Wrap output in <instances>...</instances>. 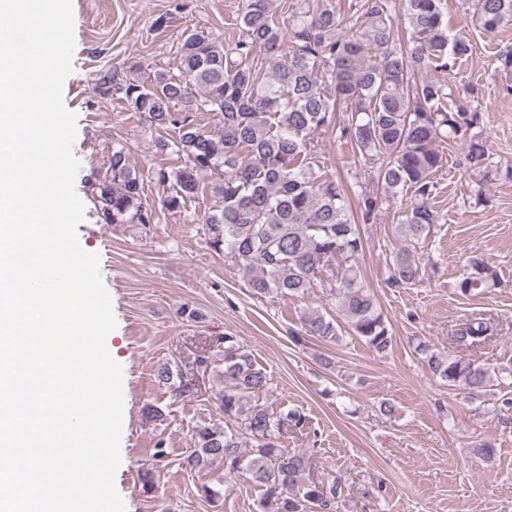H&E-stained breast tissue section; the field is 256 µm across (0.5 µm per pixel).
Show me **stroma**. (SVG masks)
I'll return each mask as SVG.
<instances>
[{
	"instance_id": "35a3bbf8",
	"label": "stroma",
	"mask_w": 512,
	"mask_h": 512,
	"mask_svg": "<svg viewBox=\"0 0 512 512\" xmlns=\"http://www.w3.org/2000/svg\"><path fill=\"white\" fill-rule=\"evenodd\" d=\"M442 4L449 30L467 35L475 51L436 78L471 91L472 105L483 116L477 132L489 140L500 172L458 170L456 149H447L432 199L439 220L416 252L428 269L420 285L387 284L400 246V199H391L373 222L360 224L362 281L394 337L392 350L380 356L348 336L295 345L288 332L299 328L307 309L334 306L323 285L302 298L252 296L233 259L207 243L203 219L214 195L188 201L177 214L166 210L154 173L179 167L180 159L158 151L155 131L139 113L127 111L121 92L99 81L108 70L121 84L150 83L161 69L177 74L188 29L234 43L241 35V0H72L73 71L63 85V102L77 117L75 190L84 204L77 236L85 251L98 255L112 295L116 327L106 345L122 367L124 397L115 486L126 512H260L262 491L248 477L183 464L193 428L224 421L211 398L218 383L197 364L204 342L224 334L239 337L266 370L269 385L261 403L279 416L292 410L305 415V430L284 444L304 452L315 475L341 480L337 512H512V428L500 422L504 399L512 400V179L503 173L512 164V69L497 59L512 50V25L487 34L473 25L470 0ZM310 142L325 174L344 179L352 195L375 190L373 173L355 165L351 144L337 140L335 131L319 129ZM120 144L144 180L143 201L154 211L149 226L98 221L87 178L106 168ZM476 258L495 267L498 284L459 296L454 284L462 266ZM185 305L200 312L199 321L181 316ZM470 316L500 326L474 356L489 368L492 386L471 398L435 381L416 351L426 341L433 351L452 353L450 330ZM166 362L197 379L195 396L174 397L158 380L156 371ZM384 401L395 407L387 416L379 411ZM148 403L162 409L163 420L144 423ZM482 441L493 443L492 461L474 455V444ZM159 443L167 455L156 461L155 493L146 495L139 471ZM205 484L222 490L220 503L201 496Z\"/></svg>"
}]
</instances>
